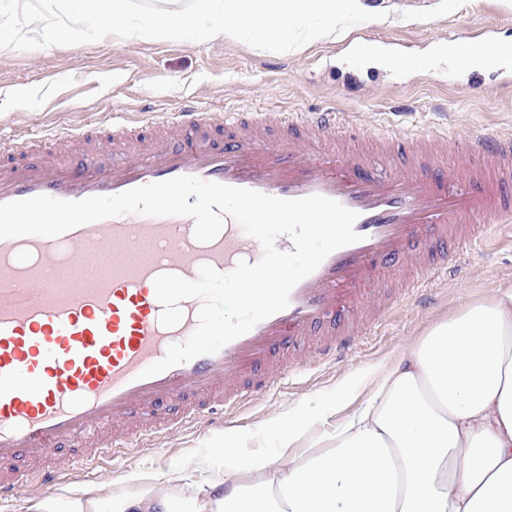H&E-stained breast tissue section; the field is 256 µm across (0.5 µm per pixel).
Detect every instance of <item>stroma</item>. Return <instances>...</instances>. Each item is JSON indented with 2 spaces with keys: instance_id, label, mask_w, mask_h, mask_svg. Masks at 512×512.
Returning a JSON list of instances; mask_svg holds the SVG:
<instances>
[{
  "instance_id": "1",
  "label": "stroma",
  "mask_w": 512,
  "mask_h": 512,
  "mask_svg": "<svg viewBox=\"0 0 512 512\" xmlns=\"http://www.w3.org/2000/svg\"><path fill=\"white\" fill-rule=\"evenodd\" d=\"M488 27L499 40L512 41V7L505 0H476L471 8H452L413 26L393 19L366 24L342 40L286 53L221 38L196 43L115 36L31 51L0 49V138L22 143L116 115L173 112L188 99L217 121L228 112H309L333 105L369 136L391 129L395 112L405 109L406 126L447 129L446 163L453 169L462 162L457 145L469 131L512 129V87L496 62L460 70L433 60L430 49ZM363 41L390 47L405 65L354 64L351 50ZM456 260L457 277L395 303L383 326L358 337L346 356L324 362L301 355L299 369L277 390L225 412L223 429L161 434L163 457L147 448L115 453L95 471L71 472L40 497L22 501L18 512H67L71 499L91 498L103 484L116 495L134 494L148 477L186 498L193 482L222 467L225 433L237 435L247 450L266 452L278 444L273 420L291 417L297 408L321 412V426L336 425L366 395L358 377L381 375L410 342L463 305L512 289V228L481 225Z\"/></svg>"
}]
</instances>
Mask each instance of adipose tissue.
Instances as JSON below:
<instances>
[{"label": "adipose tissue", "mask_w": 512, "mask_h": 512, "mask_svg": "<svg viewBox=\"0 0 512 512\" xmlns=\"http://www.w3.org/2000/svg\"><path fill=\"white\" fill-rule=\"evenodd\" d=\"M288 424L271 455L224 439V469L179 499L108 512H512V290L465 305L370 383L341 423Z\"/></svg>", "instance_id": "ef3b65f1"}]
</instances>
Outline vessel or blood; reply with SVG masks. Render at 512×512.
I'll list each match as a JSON object with an SVG mask.
<instances>
[{"label": "vessel or blood", "mask_w": 512, "mask_h": 512, "mask_svg": "<svg viewBox=\"0 0 512 512\" xmlns=\"http://www.w3.org/2000/svg\"><path fill=\"white\" fill-rule=\"evenodd\" d=\"M52 136L74 145L75 157L27 160L0 142V203L115 195L190 175L283 199L328 197L357 212L362 239L328 255L283 311L218 352L151 377L145 369L190 336L201 306L181 301V322L163 327L155 278L193 280L204 265L227 273L256 262L255 238L229 218L202 243L191 217L131 213L56 237L0 239L1 503L59 480L48 449L81 443L89 466L272 390L304 351L345 353L363 329L360 313L389 294L385 270L407 265L400 295L410 297L447 277L450 253L473 225L512 223V131L473 134L463 145L472 159L454 171L443 161L442 129L369 140L332 107L229 112L218 134L210 113L188 101L174 113ZM105 139L137 147L103 168Z\"/></svg>", "instance_id": "1"}]
</instances>
